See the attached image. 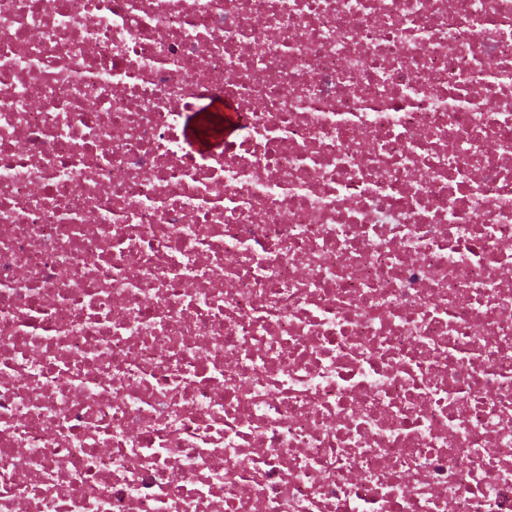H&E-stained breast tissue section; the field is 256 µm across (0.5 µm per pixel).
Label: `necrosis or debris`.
Returning <instances> with one entry per match:
<instances>
[{"instance_id":"4bbe7bcc","label":"necrosis or debris","mask_w":512,"mask_h":512,"mask_svg":"<svg viewBox=\"0 0 512 512\" xmlns=\"http://www.w3.org/2000/svg\"><path fill=\"white\" fill-rule=\"evenodd\" d=\"M0 512H512V0H0ZM206 101L207 107H216V103L220 104V107H216L220 110V124H221V133L219 135L210 137V138H202L199 136L196 125L194 121H190L186 125V140L189 146L199 152H215L224 147V140L226 137L230 136V133H233L235 130V124H237L240 118L233 112V108L230 103L224 102L223 99L209 96L204 99ZM224 122V134L222 132ZM225 136V137H224Z\"/></svg>"}]
</instances>
